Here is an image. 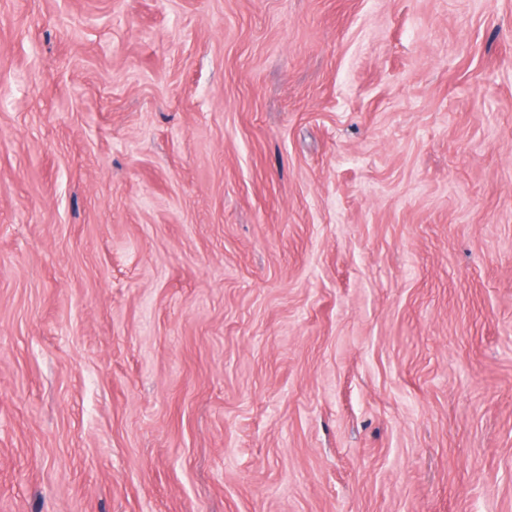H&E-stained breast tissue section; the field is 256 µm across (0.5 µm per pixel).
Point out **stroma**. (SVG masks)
Here are the masks:
<instances>
[{
	"label": "stroma",
	"instance_id": "35a3bbf8",
	"mask_svg": "<svg viewBox=\"0 0 512 512\" xmlns=\"http://www.w3.org/2000/svg\"><path fill=\"white\" fill-rule=\"evenodd\" d=\"M0 512H512V0H0Z\"/></svg>",
	"mask_w": 512,
	"mask_h": 512
}]
</instances>
